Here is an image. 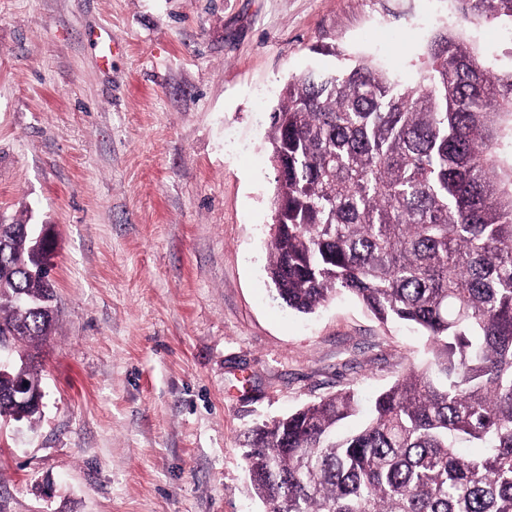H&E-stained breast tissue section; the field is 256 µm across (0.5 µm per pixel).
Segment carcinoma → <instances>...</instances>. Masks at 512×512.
<instances>
[{"instance_id":"cac0c4a2","label":"carcinoma","mask_w":512,"mask_h":512,"mask_svg":"<svg viewBox=\"0 0 512 512\" xmlns=\"http://www.w3.org/2000/svg\"><path fill=\"white\" fill-rule=\"evenodd\" d=\"M465 21L512 22V0H454ZM401 88L359 63L302 74L271 113L277 179L267 273L309 314L338 293L379 321L420 330L432 360L364 407L341 389L247 435L251 489L266 512H512V67L448 31ZM0 374L41 378L33 350L54 330L55 289L32 276L28 233L0 222ZM462 448H482L465 457Z\"/></svg>"}]
</instances>
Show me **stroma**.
<instances>
[{"instance_id":"1","label":"stroma","mask_w":512,"mask_h":512,"mask_svg":"<svg viewBox=\"0 0 512 512\" xmlns=\"http://www.w3.org/2000/svg\"><path fill=\"white\" fill-rule=\"evenodd\" d=\"M442 28L512 62V26L453 0H0V214L51 225L57 296L41 416L0 426V512H265L256 423L429 360L349 295L276 300L268 135L292 77L412 87Z\"/></svg>"}]
</instances>
